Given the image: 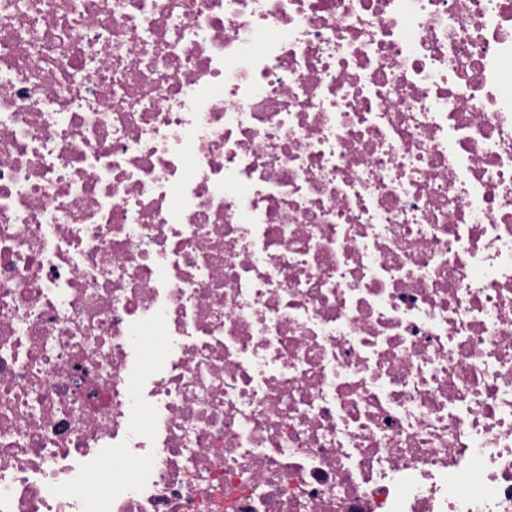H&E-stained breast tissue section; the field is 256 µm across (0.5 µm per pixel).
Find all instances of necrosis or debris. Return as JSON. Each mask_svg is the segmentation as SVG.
<instances>
[{"instance_id":"obj_1","label":"necrosis or debris","mask_w":512,"mask_h":512,"mask_svg":"<svg viewBox=\"0 0 512 512\" xmlns=\"http://www.w3.org/2000/svg\"><path fill=\"white\" fill-rule=\"evenodd\" d=\"M0 512H512V0H0Z\"/></svg>"}]
</instances>
